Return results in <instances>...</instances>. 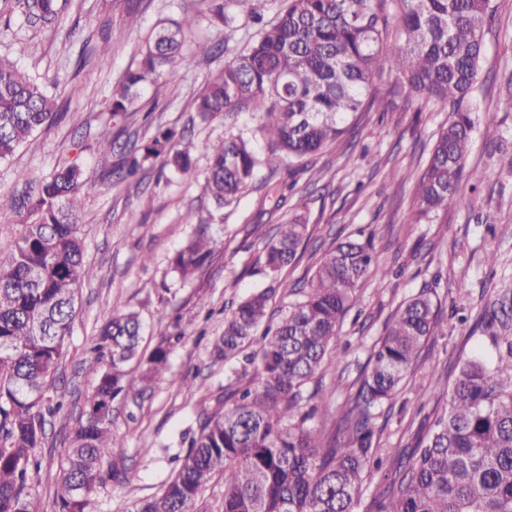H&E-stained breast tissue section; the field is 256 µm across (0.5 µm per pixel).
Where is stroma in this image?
<instances>
[{"label": "stroma", "instance_id": "stroma-1", "mask_svg": "<svg viewBox=\"0 0 512 512\" xmlns=\"http://www.w3.org/2000/svg\"><path fill=\"white\" fill-rule=\"evenodd\" d=\"M59 19L33 26L18 0H0V57L37 82L57 77V105L63 118L34 134L9 160L0 162V195L23 187L24 178L50 174L59 161L74 160L88 177L80 206L84 262L88 269L76 301V316L57 371L54 393L63 409L49 417L38 450L43 468L33 489L38 512H47L60 489V466L71 433L104 361L93 350L109 314L138 312L141 358L161 335L180 329L183 337L168 354V375L144 393L116 402L112 431L117 439L106 468L111 475L90 496V512H132L135 503L156 494L188 450L182 436L198 414L218 408L228 390L250 383L233 365L213 361L212 343L224 331V317L251 292L268 287L263 247L277 225L294 218L308 224L311 238L300 259L283 273L284 284L270 302L279 316L297 299L292 286L309 280L334 237L369 236L381 266L382 282L367 281L340 328L341 360L326 364L312 400L316 426H332L369 356V348L400 303L429 288L442 322L429 337L418 367L401 383L391 409L377 419L378 454L414 444L424 417L447 405L446 393L428 383V371L449 372L469 355L472 322L497 289L512 287V170L497 159L512 154V112L496 111L512 79V0H491L485 25L480 74L483 91L473 100L476 128L467 169L482 179L468 206L439 213L432 223L416 222L407 169L424 164L448 115L430 111L424 100L402 87L393 71L375 75L373 91L399 85L394 107L364 114L352 136L338 139L312 159L311 173L287 169L263 173L237 204L216 209L205 195L204 151H196L194 173L181 174L161 161L146 163L138 182L108 180L119 151L99 145L108 117L106 104L119 77L135 65L138 51L160 26L199 16L203 0H61ZM256 23L237 18L218 27L202 20L185 34L183 60L174 75L180 92L163 84L146 88L129 115L130 128L166 130L196 144L223 139L222 120L204 121L194 112L195 95L224 65L223 55L200 59L201 42L223 43L226 53L242 50ZM193 221H186V214ZM209 225L217 245L208 262L180 279L171 258L200 225ZM495 255L488 263L487 255ZM465 291H458L457 282Z\"/></svg>", "mask_w": 512, "mask_h": 512}]
</instances>
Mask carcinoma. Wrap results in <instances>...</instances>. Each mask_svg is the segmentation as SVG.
Instances as JSON below:
<instances>
[{"label":"carcinoma","mask_w":512,"mask_h":512,"mask_svg":"<svg viewBox=\"0 0 512 512\" xmlns=\"http://www.w3.org/2000/svg\"><path fill=\"white\" fill-rule=\"evenodd\" d=\"M232 2L261 28L194 100L201 120L222 118L233 129L204 145L205 190L217 207L238 202L261 170L322 151L348 131L357 113L388 111L396 87L368 96L374 75L386 67L411 92L450 110L426 165L405 174L415 184L418 220L428 223L464 206L460 184L475 128L469 102L478 89L490 0H285L266 23L257 0ZM22 9L28 22L49 24L59 0H22ZM392 18L401 33L388 44L383 35ZM194 24L187 17L148 40L137 66L113 90L108 112L118 132H103L106 146H116L125 133L143 90L160 81L178 90L172 74ZM245 114L259 120L256 129L240 123ZM57 118L45 86L0 59V162ZM255 131L266 142L263 154L252 148ZM120 149L128 180L161 156L186 174L197 146L169 131L127 140ZM86 186L83 170L65 163L27 182L21 195L0 197V224L24 226L8 255L0 254V512H34L33 481L42 468L36 448L46 415L56 412L46 392L86 275L76 211ZM307 232L308 225L294 219L266 241L271 281L297 259ZM215 246L201 228L174 257V271L188 277ZM382 275L371 243L345 238L324 253L301 300L276 323H266L275 288L239 303L225 317L213 353L226 362L237 358L265 326L258 349L245 356L260 363L257 387L244 389L232 406L203 414L174 477L135 512H190L216 475L224 478V512H358L363 504L365 512H512L511 287L498 291L471 329L473 350L453 384L431 377L434 387L450 389L448 408L392 462L391 478L375 487L369 502L363 500L367 475L381 464L376 409L395 398L441 322L429 289L403 301L387 321L332 429L309 425L315 409L300 413L309 384L337 350L340 324L359 288ZM139 343L134 312L116 314L101 327L94 351L108 356V366L85 401L50 512H89L90 494L103 480L101 465L115 446L112 404L167 377L170 338L160 340L135 375L127 365Z\"/></svg>","instance_id":"1"}]
</instances>
